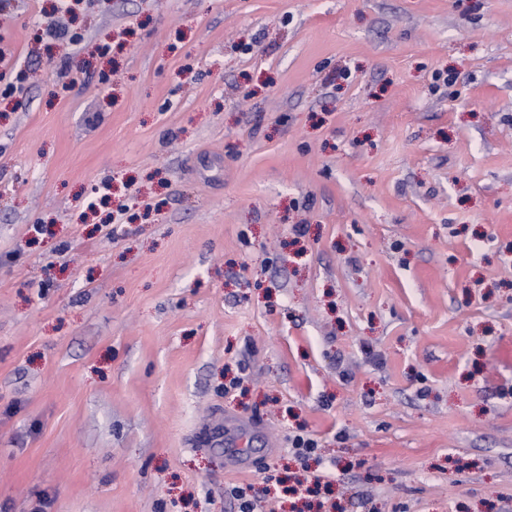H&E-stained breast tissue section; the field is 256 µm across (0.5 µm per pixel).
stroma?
Masks as SVG:
<instances>
[{"mask_svg": "<svg viewBox=\"0 0 512 512\" xmlns=\"http://www.w3.org/2000/svg\"><path fill=\"white\" fill-rule=\"evenodd\" d=\"M58 6L0 0V512H512V0Z\"/></svg>", "mask_w": 512, "mask_h": 512, "instance_id": "1", "label": "stroma"}]
</instances>
